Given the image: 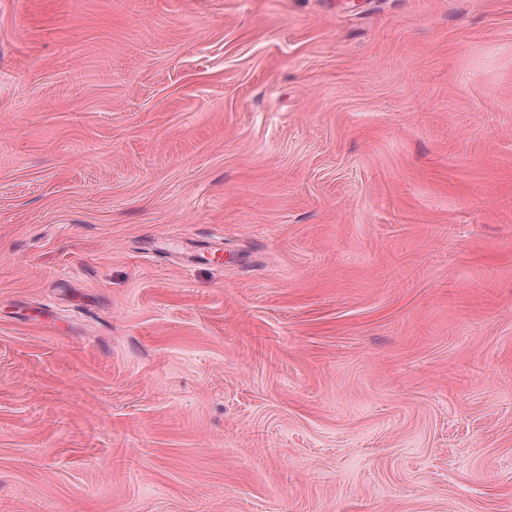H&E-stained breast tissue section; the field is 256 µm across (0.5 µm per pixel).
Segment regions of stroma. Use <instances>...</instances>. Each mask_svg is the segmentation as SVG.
I'll use <instances>...</instances> for the list:
<instances>
[{"label":"stroma","instance_id":"obj_1","mask_svg":"<svg viewBox=\"0 0 512 512\" xmlns=\"http://www.w3.org/2000/svg\"><path fill=\"white\" fill-rule=\"evenodd\" d=\"M0 512H512V0H0Z\"/></svg>","mask_w":512,"mask_h":512}]
</instances>
